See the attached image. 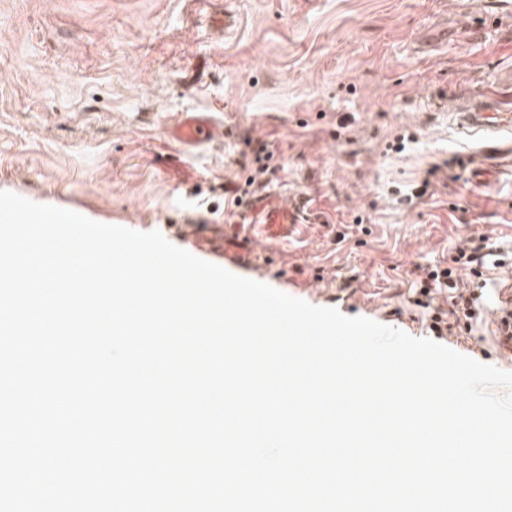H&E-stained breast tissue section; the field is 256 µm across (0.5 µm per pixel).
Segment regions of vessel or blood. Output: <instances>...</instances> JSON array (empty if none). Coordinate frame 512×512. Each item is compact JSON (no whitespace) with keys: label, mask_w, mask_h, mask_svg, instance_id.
I'll return each mask as SVG.
<instances>
[{"label":"vessel or blood","mask_w":512,"mask_h":512,"mask_svg":"<svg viewBox=\"0 0 512 512\" xmlns=\"http://www.w3.org/2000/svg\"><path fill=\"white\" fill-rule=\"evenodd\" d=\"M454 119L462 134L479 141L475 171H485L488 162L501 157H512V114L502 111L497 99L481 93L469 94L461 99ZM167 135L179 149L170 162L175 168L181 164V152L222 140L224 125L210 115L185 112L168 128ZM304 208L301 200L285 203L262 193L247 202L243 219L250 229L275 239L288 225L299 223Z\"/></svg>","instance_id":"obj_1"}]
</instances>
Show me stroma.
I'll list each match as a JSON object with an SVG mask.
<instances>
[{
    "label": "stroma",
    "instance_id": "35a3bbf8",
    "mask_svg": "<svg viewBox=\"0 0 512 512\" xmlns=\"http://www.w3.org/2000/svg\"><path fill=\"white\" fill-rule=\"evenodd\" d=\"M478 89L512 103V11L496 0H0V190L174 239L239 223L224 187L267 146V191L307 198L315 220L270 250L235 231L215 249L290 296L427 338L451 301L415 305L424 268L481 248V276L460 282L481 315L454 338L512 371V172L478 185L451 163L473 149L455 101ZM183 112L226 134L167 172Z\"/></svg>",
    "mask_w": 512,
    "mask_h": 512
}]
</instances>
